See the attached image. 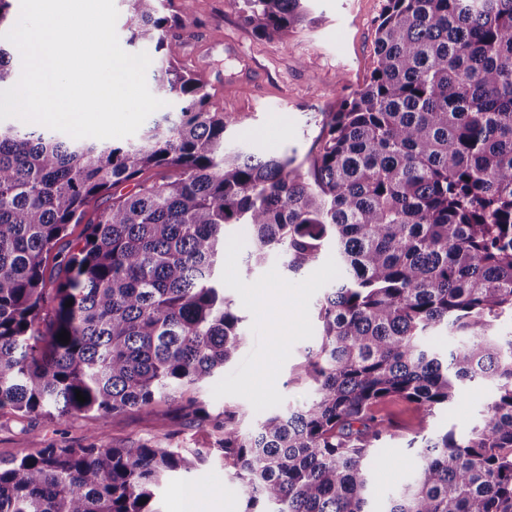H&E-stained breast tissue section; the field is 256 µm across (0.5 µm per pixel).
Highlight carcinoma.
<instances>
[{
	"mask_svg": "<svg viewBox=\"0 0 512 512\" xmlns=\"http://www.w3.org/2000/svg\"><path fill=\"white\" fill-rule=\"evenodd\" d=\"M122 2L181 107L124 145L0 124V409L104 423L184 397L244 512H512V0H386L369 82L324 113L303 164L226 141L232 120L178 65L194 0L169 14L167 0ZM303 2L228 0L262 37L303 22ZM15 68L0 43V87ZM238 224L256 265L279 254L298 275L330 256L338 270L303 365L311 401L250 429L240 408L213 416L196 396L244 345L216 279ZM441 331L461 337L443 354ZM467 381L494 386L483 423L413 438V478L374 508V448L392 428L374 407L431 414ZM207 457L144 440L0 458V512H160L163 481ZM112 204V192H110V196H104L102 198L97 199L96 201L91 202L90 206L87 209L86 217L84 218L81 224H71L68 229V237L65 241H73V243H77L82 241L85 231L86 224L89 219L95 217V214L99 211V209L105 208L108 205Z\"/></svg>",
	"mask_w": 512,
	"mask_h": 512,
	"instance_id": "cac0c4a2",
	"label": "carcinoma"
}]
</instances>
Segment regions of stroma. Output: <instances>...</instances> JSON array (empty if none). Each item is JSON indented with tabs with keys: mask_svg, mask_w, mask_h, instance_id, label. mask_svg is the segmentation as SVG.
Instances as JSON below:
<instances>
[{
	"mask_svg": "<svg viewBox=\"0 0 512 512\" xmlns=\"http://www.w3.org/2000/svg\"><path fill=\"white\" fill-rule=\"evenodd\" d=\"M385 0H310V21L282 38H264L244 25L225 0H195L181 34L180 60L196 74L206 75L214 110L233 124L226 137L256 154H283L305 160L319 133L323 113L368 81L373 69V43ZM236 245L224 252L221 275L242 318L246 345L200 392L209 413L233 404L252 426L273 409L297 410L311 398L300 367L319 334L314 310L336 278L332 259L287 279L279 256L262 265H246L250 240L246 228L234 232ZM270 361L273 384L259 395L249 381L259 362ZM494 389L486 383L466 385L462 399L448 409L427 415L400 399L381 403L378 413L395 425L376 451L383 463L373 473V491L385 496L406 483L417 463L409 446L416 433L452 428L467 432L481 421ZM140 439H158L181 448H198L204 429L187 416L180 402L159 407L146 417L137 412L99 423L84 415L49 420L22 417L0 409V457L22 458L50 445L109 446ZM231 483L219 455H211L196 475L169 477L157 492L162 512H179L175 494L196 493L194 512H243V499Z\"/></svg>",
	"mask_w": 512,
	"mask_h": 512,
	"instance_id": "obj_1",
	"label": "stroma"
}]
</instances>
